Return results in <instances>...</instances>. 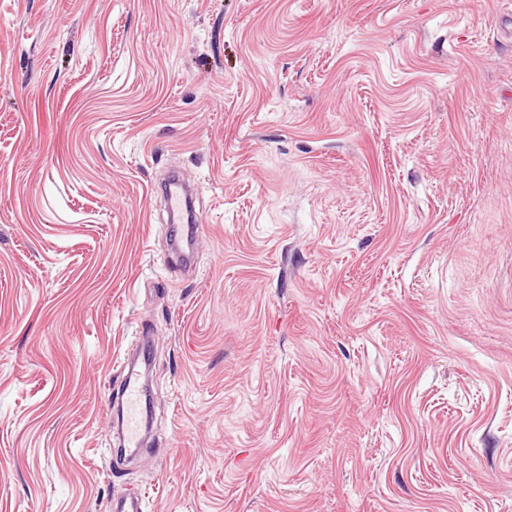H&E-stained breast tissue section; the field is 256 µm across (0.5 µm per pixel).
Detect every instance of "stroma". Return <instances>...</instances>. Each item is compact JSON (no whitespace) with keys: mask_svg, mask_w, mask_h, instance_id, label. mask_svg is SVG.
<instances>
[{"mask_svg":"<svg viewBox=\"0 0 512 512\" xmlns=\"http://www.w3.org/2000/svg\"><path fill=\"white\" fill-rule=\"evenodd\" d=\"M132 492L512 512V0H0V512ZM141 385L139 377L133 372H128L126 381L121 391V402L124 409V417L121 422V440L124 448L134 453L141 446L142 420L140 410Z\"/></svg>","mask_w":512,"mask_h":512,"instance_id":"obj_1","label":"stroma"}]
</instances>
